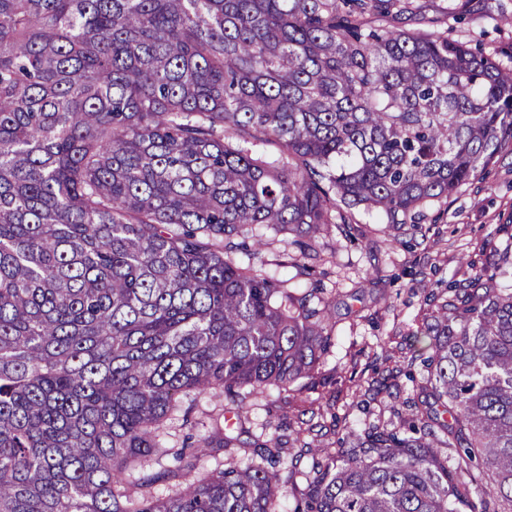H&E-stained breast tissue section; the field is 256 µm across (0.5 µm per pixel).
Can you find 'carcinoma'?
Segmentation results:
<instances>
[{
    "mask_svg": "<svg viewBox=\"0 0 512 512\" xmlns=\"http://www.w3.org/2000/svg\"><path fill=\"white\" fill-rule=\"evenodd\" d=\"M416 9L0 0V512H512V233L418 333L401 426L337 456L218 428L146 472L186 401L242 424L313 379L336 326L317 233L353 237L359 207L418 224L512 150V66L384 25ZM258 226L312 288L256 262Z\"/></svg>",
    "mask_w": 512,
    "mask_h": 512,
    "instance_id": "cac0c4a2",
    "label": "carcinoma"
}]
</instances>
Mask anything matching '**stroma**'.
I'll return each mask as SVG.
<instances>
[{
    "instance_id": "1",
    "label": "stroma",
    "mask_w": 512,
    "mask_h": 512,
    "mask_svg": "<svg viewBox=\"0 0 512 512\" xmlns=\"http://www.w3.org/2000/svg\"><path fill=\"white\" fill-rule=\"evenodd\" d=\"M453 38L482 44L485 52L512 62V0H479L465 20H446ZM353 221L357 240L337 233L319 237L324 286L333 291L336 321L331 351L320 363L311 389L271 393L251 399L248 427L252 434L280 430L316 448H336L348 432L371 424H398L420 395L404 383L399 398L368 389L367 382L405 364L414 336L434 310L433 298L448 283L471 277L469 259L488 253L503 241L501 225L512 224V153L499 154L495 163L450 197L427 207L419 227L394 228L377 223L357 210ZM291 248L277 237L262 253L267 272L287 281L290 291H305L309 283L297 278L287 263ZM223 399L203 395L188 413L168 422L165 447H181L187 434L210 432L222 416Z\"/></svg>"
}]
</instances>
